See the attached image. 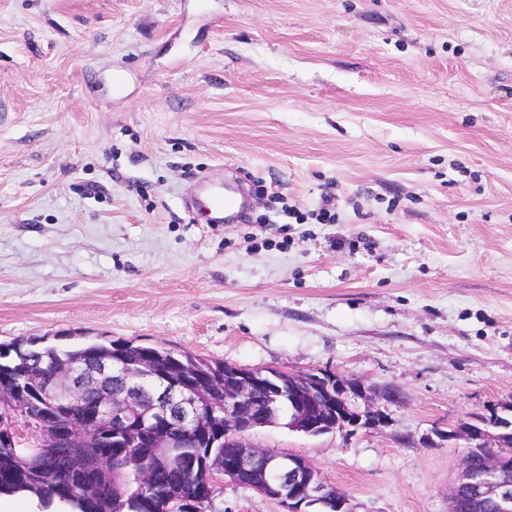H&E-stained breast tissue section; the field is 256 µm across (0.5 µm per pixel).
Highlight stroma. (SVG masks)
I'll return each mask as SVG.
<instances>
[{
  "label": "stroma",
  "mask_w": 512,
  "mask_h": 512,
  "mask_svg": "<svg viewBox=\"0 0 512 512\" xmlns=\"http://www.w3.org/2000/svg\"><path fill=\"white\" fill-rule=\"evenodd\" d=\"M219 185L238 219L187 209ZM27 339L394 389L383 427L250 437L354 512H448L465 443L434 428L512 403V0H0V346Z\"/></svg>",
  "instance_id": "stroma-1"
}]
</instances>
